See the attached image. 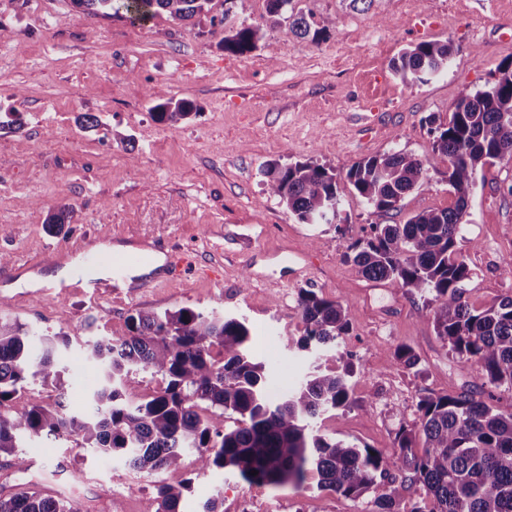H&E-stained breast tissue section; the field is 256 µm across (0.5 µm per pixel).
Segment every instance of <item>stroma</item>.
Here are the masks:
<instances>
[{
	"label": "stroma",
	"mask_w": 512,
	"mask_h": 512,
	"mask_svg": "<svg viewBox=\"0 0 512 512\" xmlns=\"http://www.w3.org/2000/svg\"><path fill=\"white\" fill-rule=\"evenodd\" d=\"M330 17L329 39L287 41L266 23L265 0H236L229 24L207 17L161 16L131 24L124 14L84 13L72 0H0V112L18 113L22 127L0 130V316L40 334L69 333L62 349L67 409L98 377L83 342L128 333L135 310H217L245 320L252 350L266 367L268 390L283 396L304 381L314 359L289 337L303 324L298 292L310 289L347 303L350 331L338 349L357 355L353 407L315 421L322 434L389 451L401 423L412 421L424 391L483 390L477 366L459 365L436 336L427 297L358 277L345 261L370 225L405 222L450 206L445 177L382 214L350 192L340 221L302 224L264 189L270 160L310 159L338 179L364 158L389 150L423 157L432 138L428 116L447 121L465 89L490 85L512 59V0H375L366 13L344 0H302ZM260 28L257 48L232 55L224 38ZM451 41L447 71L425 84H405L391 62L409 45ZM188 99L196 115L176 124L151 116L153 92ZM98 116L82 129L79 115ZM72 223L49 229L61 206ZM147 239L158 254L175 253L185 267L151 287L99 296L53 281L57 271L83 268L86 280L109 275L85 266L75 245L102 253ZM457 248L471 278L467 296L481 306L512 295V162L479 170ZM420 359L408 372L393 365L398 346ZM27 469L0 467V484L65 499L74 512H142L154 478L118 458L51 437L20 449ZM166 483L189 481L181 512H202L216 491L224 512H357L364 500L303 488L251 486L231 467L200 471L194 453Z\"/></svg>",
	"instance_id": "35a3bbf8"
}]
</instances>
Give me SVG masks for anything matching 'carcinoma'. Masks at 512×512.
I'll return each instance as SVG.
<instances>
[{"instance_id": "carcinoma-1", "label": "carcinoma", "mask_w": 512, "mask_h": 512, "mask_svg": "<svg viewBox=\"0 0 512 512\" xmlns=\"http://www.w3.org/2000/svg\"><path fill=\"white\" fill-rule=\"evenodd\" d=\"M213 0H73L76 7L102 17L123 12L131 23L160 14L175 20L206 15ZM269 27L286 40L320 43L335 22L316 19L297 0H266ZM259 29L241 27L224 37V51L244 55L257 48ZM455 54L450 41H423L403 50L391 67L402 81L427 83L448 70ZM187 99L158 98L155 121L187 119ZM431 152L420 158L403 150L370 157L346 175L351 191L376 212L400 210L404 197L429 185L434 174L447 177L454 203L420 212L402 224H372L367 237L346 255L362 278L430 296L436 336L460 363L477 364L487 396L470 392L424 394L417 419L403 422L389 456L330 439L315 429L322 414L351 406L355 356L336 350V339L352 325L344 302L316 292L298 293L303 334L298 348H314L318 358L337 357L334 369L315 370L279 399L267 391L265 366L250 350L245 321L216 311L189 308L161 312L137 310L128 318V335L87 344L88 359L103 375L89 408L67 411L61 400L35 396L13 413L7 401L25 385L39 381L63 388L65 369L59 346L70 336H35L27 325L0 319V456L18 458V449L42 436L95 448L124 459L133 470L155 476L182 467L193 450L200 469L235 468L251 485L317 486L361 499L404 474L407 499L394 508L389 494L374 499V512H512V412L499 409L498 392L512 393V296L476 307L466 296L471 270L456 249L462 219L479 169L512 161V62L498 68L486 89L463 92L448 123L430 118ZM261 173L269 195L279 199L302 224H334L340 214V187L334 169L314 161L266 163ZM74 209L62 206L46 224L72 223ZM419 358L401 345L394 365L411 370ZM148 373L163 385L133 404V376ZM258 474L253 476L251 471ZM185 487L156 485L145 512H179ZM0 512H70L67 502L37 492L3 493Z\"/></svg>"}]
</instances>
